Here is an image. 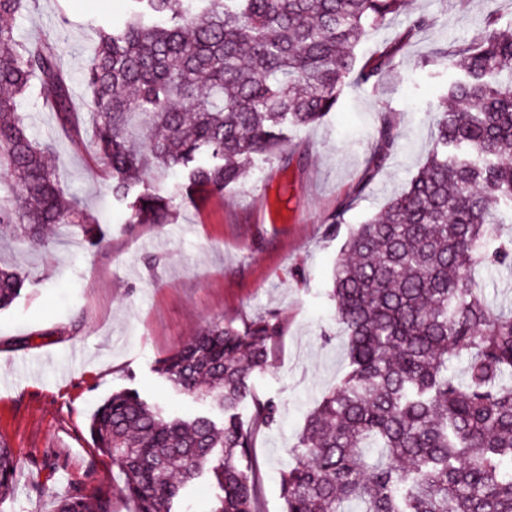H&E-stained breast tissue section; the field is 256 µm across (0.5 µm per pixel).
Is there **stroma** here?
Here are the masks:
<instances>
[{
	"instance_id": "1",
	"label": "stroma",
	"mask_w": 512,
	"mask_h": 512,
	"mask_svg": "<svg viewBox=\"0 0 512 512\" xmlns=\"http://www.w3.org/2000/svg\"><path fill=\"white\" fill-rule=\"evenodd\" d=\"M133 8L132 0H37L12 21L17 38L56 44L78 89L81 143L61 132L38 98H22L19 110L31 136L55 154L66 200L98 216L105 241L89 248L69 228L45 249L0 240V262L25 279L21 296L0 311V440L13 448L19 475L1 512H52L55 498L81 483L107 494L110 512H131L112 494L121 472L92 444L97 405L113 391L135 389L169 413L208 411L205 398L162 383L156 361L209 324L238 326L266 312L279 314L285 331L253 385L257 397L279 403L281 417L257 433L253 458L264 512H284L280 472L307 413L346 366L330 295L341 246L417 173L449 106L445 89L458 52L487 15L512 24V0H407L397 19L357 48L359 59L372 58L409 21L430 20L378 84L350 85L320 121L289 128L288 159H256L223 196L181 206L172 224L126 223L109 177L84 147L93 128L80 87L94 28H123ZM385 115L400 135L398 148L369 180Z\"/></svg>"
}]
</instances>
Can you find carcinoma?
<instances>
[{"label":"carcinoma","mask_w":512,"mask_h":512,"mask_svg":"<svg viewBox=\"0 0 512 512\" xmlns=\"http://www.w3.org/2000/svg\"><path fill=\"white\" fill-rule=\"evenodd\" d=\"M37 0H0V172L18 195L0 199V230L45 248L53 225L79 228L93 247L98 223L66 204L47 148L30 138L18 101L37 91L61 127L74 95L55 45L18 40L6 20ZM121 30L97 26L84 83L95 129L91 152L112 179L128 224H171L175 201L224 195L256 158L287 153L290 126L332 111L351 82L378 81L390 48L357 65L355 48L404 0H134ZM464 76L447 98L425 162L407 188L342 245L332 277L347 370L306 417L282 473L286 512H512V309L494 308L472 272L512 267V26L486 18L462 52ZM388 116L377 130L368 179L397 150ZM182 172L173 194L144 190L147 172ZM24 281L0 266V310ZM283 334L269 312L236 327L216 323L157 361L179 392L222 414L170 417L132 390L93 412L90 435L123 475L132 512L180 509L206 474L219 493L207 512H260L249 459L255 432L280 406L254 395ZM465 359L464 377L451 363ZM252 426L241 424L243 409ZM17 463L0 444V505L14 497ZM54 512H110L77 484Z\"/></svg>","instance_id":"1"}]
</instances>
